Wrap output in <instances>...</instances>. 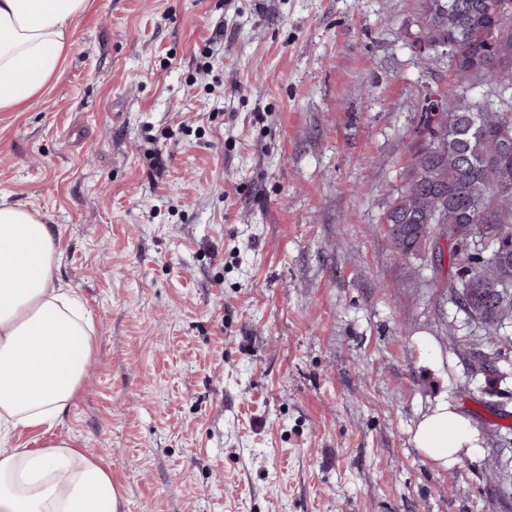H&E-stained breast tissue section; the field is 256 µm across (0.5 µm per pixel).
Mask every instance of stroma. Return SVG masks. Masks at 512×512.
I'll use <instances>...</instances> for the list:
<instances>
[{
	"instance_id": "obj_1",
	"label": "stroma",
	"mask_w": 512,
	"mask_h": 512,
	"mask_svg": "<svg viewBox=\"0 0 512 512\" xmlns=\"http://www.w3.org/2000/svg\"><path fill=\"white\" fill-rule=\"evenodd\" d=\"M419 0H89L0 112V204L54 230L95 326L52 429L125 512H512V366L480 370L454 267L382 216L425 90ZM480 446L436 468L437 402Z\"/></svg>"
}]
</instances>
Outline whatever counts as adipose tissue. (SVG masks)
Wrapping results in <instances>:
<instances>
[{"instance_id": "ef3b65f1", "label": "adipose tissue", "mask_w": 512, "mask_h": 512, "mask_svg": "<svg viewBox=\"0 0 512 512\" xmlns=\"http://www.w3.org/2000/svg\"><path fill=\"white\" fill-rule=\"evenodd\" d=\"M87 0H0V112L32 100L55 74ZM53 229L0 205V512H123L111 472L69 441L31 449L19 430L68 412L90 365L94 327L78 295L57 285ZM412 442L448 469L478 445L467 419L440 403Z\"/></svg>"}]
</instances>
